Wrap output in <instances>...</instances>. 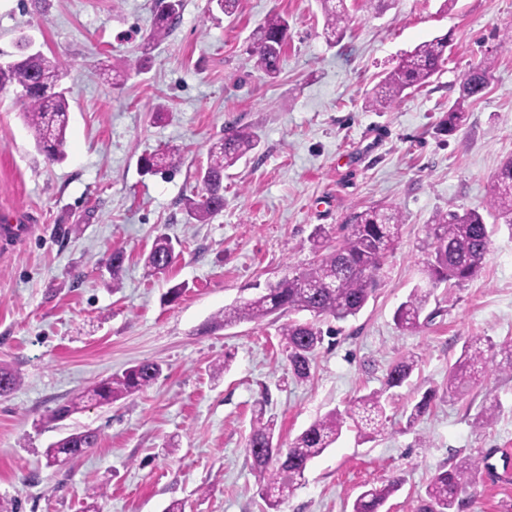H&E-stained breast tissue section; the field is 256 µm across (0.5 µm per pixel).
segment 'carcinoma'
Masks as SVG:
<instances>
[{
	"label": "carcinoma",
	"mask_w": 512,
	"mask_h": 512,
	"mask_svg": "<svg viewBox=\"0 0 512 512\" xmlns=\"http://www.w3.org/2000/svg\"><path fill=\"white\" fill-rule=\"evenodd\" d=\"M327 37L340 35L345 27V0H318ZM177 23L165 10V0H155L154 33L144 47L148 52L155 40L167 36ZM288 19L269 16L255 33L253 56L255 67L274 78L280 72ZM445 39L434 38L417 45L367 93L370 108L389 110L408 89H419L440 73L446 61ZM493 69L487 60L469 71L462 82L461 96L448 110L447 128L453 132L466 119L464 103L485 89ZM62 72L58 62L39 53L27 56L17 45L13 63L0 68V88L15 86L25 97L22 117L30 130L35 147L49 160L64 159L63 144L69 122L67 91L60 87ZM259 144L258 135L239 130L215 142L209 150L206 166L199 176L203 194L187 203L190 218L204 223L224 208V171L252 152ZM179 154L168 150L148 157L143 167L154 173L177 167ZM489 212L512 230V160L502 164L496 175V189L488 203ZM403 218L395 206L369 208L354 216L348 232L335 242L324 227L312 234V249L318 259L308 268L283 277L266 289V293L224 308L213 317L209 329L227 328L244 322H261L284 312L308 311L314 317H331L345 321L356 316L374 293L385 259L400 238ZM424 249L425 274L429 287L414 288L395 311L397 327L409 333L421 328V315L431 296V289L441 284L460 286L477 277L489 253L492 228L482 213L470 210L461 215L442 213L426 225ZM174 247L167 237L157 239L146 259L148 275L165 272L174 262ZM288 351L293 377L306 381L312 362L323 346L325 335L314 322L290 321L280 327ZM507 361L512 371V338L495 343L489 338L473 336L466 340L455 364L448 370V384L443 394L450 398L470 383L487 375L497 357ZM417 366L413 355H402L389 368L385 385L391 389L406 383ZM161 367L154 362H140L98 383L88 392L72 397L57 408L53 419L78 411L85 400L108 405L118 399L150 387L159 377ZM21 379L15 372L0 367V396L13 392ZM383 392L373 391L355 398L340 411L334 409L316 420L298 435L285 450L275 452V421L265 417L264 408L256 411L246 443L252 469L262 478V496L271 512L279 507L304 479L310 461L336 443L347 421H352L359 437L369 442L384 433L385 406ZM99 434H80L59 440L47 449L46 456L73 458L97 445ZM482 473L479 458H464L449 470L435 473L426 486L427 512H460L465 506L461 494L473 486ZM393 481L383 488L363 491L354 501L352 512H380L387 498L398 490Z\"/></svg>",
	"instance_id": "1"
}]
</instances>
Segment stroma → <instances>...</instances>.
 <instances>
[{
  "label": "stroma",
  "instance_id": "35a3bbf8",
  "mask_svg": "<svg viewBox=\"0 0 512 512\" xmlns=\"http://www.w3.org/2000/svg\"><path fill=\"white\" fill-rule=\"evenodd\" d=\"M174 29L150 55L153 0H0V63L31 38L65 73L70 121L65 158L38 153L14 88L0 89V213L19 217L16 241L0 245V366L22 383L0 396V497L18 512H267L246 442L265 400L281 446L332 409L383 388L401 354L418 365L386 390L387 429L362 442L346 424L308 465L281 512H351L364 490L398 481L382 512H424L430 478L466 457L491 464L462 512H512V372L493 370L462 395L442 394L464 341L512 338V232L499 229L481 274L434 288L418 332L394 323L422 284L426 226L440 212L485 211L501 165L512 159V0H346L343 38L327 41L317 0H239L233 15L213 0H183ZM289 22L276 79L254 67L251 47L269 14ZM447 36V60L431 82L391 110L366 94L418 43ZM494 59L483 96L466 102L454 132L445 122L466 73ZM260 136L224 173V208L206 223L185 204L213 142L233 130ZM177 149L167 174L143 173L142 158ZM377 205L402 213L399 243L373 296L354 318H319L334 329L310 378L291 373L281 322L207 331L224 306L252 297L314 260L317 226L342 237L353 215ZM176 258L147 276L156 237ZM125 261L120 282L111 249ZM175 302L162 297L174 285ZM142 361L161 376L109 406L53 411L100 380ZM384 389V388H383ZM437 397L408 424L427 391ZM499 405L476 423L486 400ZM95 448L49 467L44 453L75 431Z\"/></svg>",
  "mask_w": 512,
  "mask_h": 512
}]
</instances>
